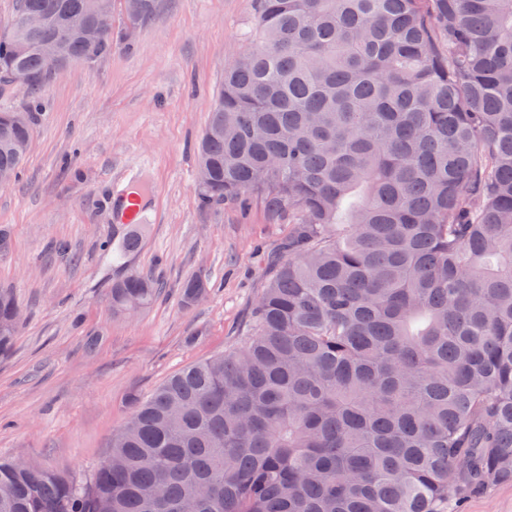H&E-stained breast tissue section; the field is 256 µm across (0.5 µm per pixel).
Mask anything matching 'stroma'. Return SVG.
Instances as JSON below:
<instances>
[{"instance_id": "stroma-1", "label": "stroma", "mask_w": 512, "mask_h": 512, "mask_svg": "<svg viewBox=\"0 0 512 512\" xmlns=\"http://www.w3.org/2000/svg\"><path fill=\"white\" fill-rule=\"evenodd\" d=\"M254 9V0H160L129 45L71 62L39 96L18 87L0 97L32 121L29 151L0 187V288L22 313L14 349L0 357V458L88 474L133 398L240 335L289 224L256 201L202 208L192 146ZM130 171L154 208L121 267L102 247L125 232L107 197ZM127 266L151 271L163 291L149 309L116 318L109 290ZM197 275L211 291L184 307L180 288Z\"/></svg>"}]
</instances>
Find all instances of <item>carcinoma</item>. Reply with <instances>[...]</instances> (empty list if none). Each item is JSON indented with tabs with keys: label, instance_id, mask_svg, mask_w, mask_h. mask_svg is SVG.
I'll return each mask as SVG.
<instances>
[{
	"label": "carcinoma",
	"instance_id": "carcinoma-1",
	"mask_svg": "<svg viewBox=\"0 0 512 512\" xmlns=\"http://www.w3.org/2000/svg\"><path fill=\"white\" fill-rule=\"evenodd\" d=\"M16 0L0 94L36 91L44 51L95 63L159 0ZM249 46L197 145L201 206L288 216L240 346L133 403L85 479L0 459V512H458L512 482V0H255ZM0 109V171L30 119ZM141 225L112 243V261ZM199 275L180 300L209 291ZM158 287L112 282V316ZM0 289V356L19 334Z\"/></svg>",
	"mask_w": 512,
	"mask_h": 512
}]
</instances>
